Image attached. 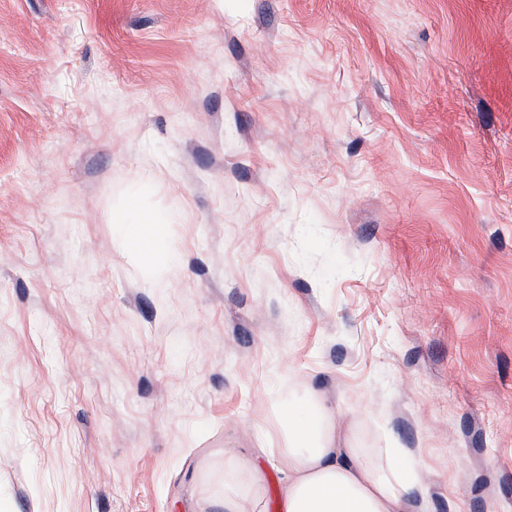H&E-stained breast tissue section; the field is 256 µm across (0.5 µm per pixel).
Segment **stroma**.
I'll return each instance as SVG.
<instances>
[{
    "label": "stroma",
    "mask_w": 512,
    "mask_h": 512,
    "mask_svg": "<svg viewBox=\"0 0 512 512\" xmlns=\"http://www.w3.org/2000/svg\"><path fill=\"white\" fill-rule=\"evenodd\" d=\"M295 404L512 512V0H0V512H278ZM233 479L225 483L224 499L215 504L216 508L224 512H256L263 497L264 473L254 467L248 469L243 475L235 471ZM227 485H232L226 489Z\"/></svg>",
    "instance_id": "stroma-1"
}]
</instances>
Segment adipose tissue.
I'll return each instance as SVG.
<instances>
[{
	"label": "adipose tissue",
	"mask_w": 512,
	"mask_h": 512,
	"mask_svg": "<svg viewBox=\"0 0 512 512\" xmlns=\"http://www.w3.org/2000/svg\"><path fill=\"white\" fill-rule=\"evenodd\" d=\"M317 409L283 410L286 445L269 449L285 462L279 512H430L422 465L408 449H383L382 463L363 458L360 449L340 448ZM264 489L259 468L234 475L218 502L219 512H258Z\"/></svg>",
	"instance_id": "obj_1"
}]
</instances>
